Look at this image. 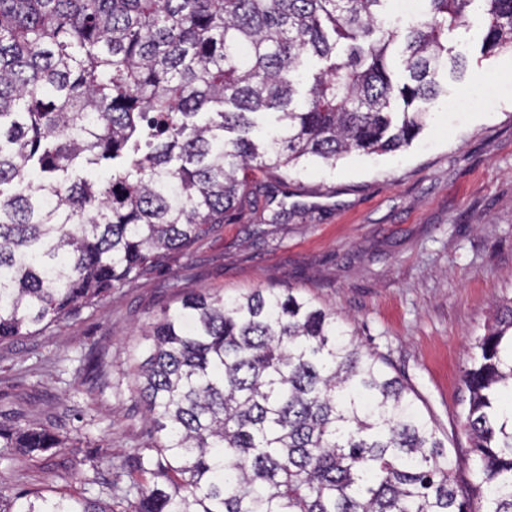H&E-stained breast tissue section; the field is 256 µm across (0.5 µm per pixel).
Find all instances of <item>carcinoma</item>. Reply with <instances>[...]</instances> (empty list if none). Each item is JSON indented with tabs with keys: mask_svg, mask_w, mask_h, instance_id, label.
<instances>
[{
	"mask_svg": "<svg viewBox=\"0 0 512 512\" xmlns=\"http://www.w3.org/2000/svg\"><path fill=\"white\" fill-rule=\"evenodd\" d=\"M0 0V340L36 336L183 253L228 220L253 167L334 166L409 146L465 62L448 32L488 19L512 49V0ZM404 42V81L389 49ZM311 56L328 62L306 76ZM109 164L97 181L84 172ZM512 304L465 370L467 448L416 404L336 312L286 288L188 289L140 331L149 443L116 466L134 512H512ZM102 372L91 347L80 374ZM73 446L47 425L0 427V456ZM470 461L468 494L457 483ZM87 483L104 461H83ZM0 512H113L39 489Z\"/></svg>",
	"mask_w": 512,
	"mask_h": 512,
	"instance_id": "cac0c4a2",
	"label": "carcinoma"
}]
</instances>
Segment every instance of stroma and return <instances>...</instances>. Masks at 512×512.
<instances>
[{
	"label": "stroma",
	"mask_w": 512,
	"mask_h": 512,
	"mask_svg": "<svg viewBox=\"0 0 512 512\" xmlns=\"http://www.w3.org/2000/svg\"><path fill=\"white\" fill-rule=\"evenodd\" d=\"M485 24L476 11L448 35L466 71L447 93L468 96L467 111L432 107L396 152L257 173L253 203L186 253L39 335L0 341V424L93 439L65 456L0 460V493L82 492L86 457L118 463L134 452L144 420L136 336L187 288L228 297L290 288L334 310L440 430L458 431L474 345L512 303V50L482 57ZM93 344L112 382L104 394L75 378Z\"/></svg>",
	"instance_id": "1"
}]
</instances>
